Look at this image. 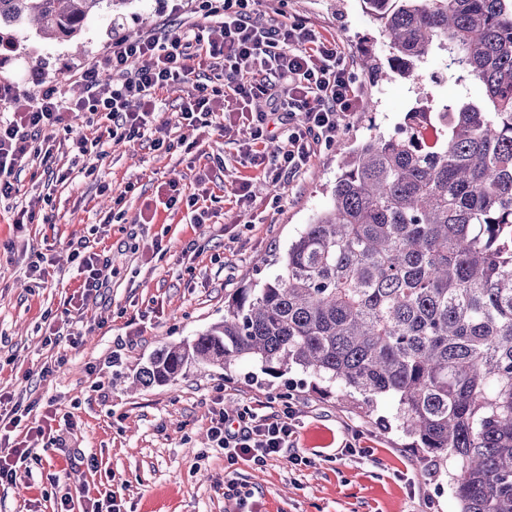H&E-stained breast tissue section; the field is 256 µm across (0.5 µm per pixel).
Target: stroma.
<instances>
[{
    "label": "stroma",
    "mask_w": 512,
    "mask_h": 512,
    "mask_svg": "<svg viewBox=\"0 0 512 512\" xmlns=\"http://www.w3.org/2000/svg\"><path fill=\"white\" fill-rule=\"evenodd\" d=\"M259 8L314 25L327 39L340 41L354 64L363 41L380 40L361 0H261ZM170 9L169 0H132L121 13L93 18L79 52L70 42L15 30L17 48L0 47V76L20 75L28 66L63 76L113 37L179 24ZM198 81L193 75L161 91L157 117L167 138L194 140L197 148L164 152L147 141L124 140L108 146L98 163L100 176L116 192L135 185L134 192H126L122 219L108 231L98 224L110 214L112 200L99 194L94 179L56 183L36 164L20 175L21 196L46 197L50 223L17 230L7 205L0 204V390L38 401L40 411L74 422L61 431L60 442L28 438L48 464L18 486L0 487V512H54L66 487L92 499H115L123 512H457L447 477L422 476L416 449L393 428L392 400H378L367 414L311 374L295 370L273 378L251 364L230 372L191 365L177 381L161 386H137L133 379L162 345L193 339L223 320L224 306L238 288L275 278L279 268L273 257L328 206L342 157L371 129L394 132L418 98L439 108L465 94L480 98L481 86L459 83L436 57L425 63L417 84L364 80V96L375 102L372 125L347 126L280 189L247 157L250 148L269 154L281 145L286 134L278 123H269L267 139L254 146L235 130L195 131L179 123ZM201 173L209 177L204 205L210 220L194 224L186 211L163 209L170 179L191 193ZM245 181L263 188L249 213L234 194ZM82 236L97 253L111 256L112 276L105 300L79 312L69 299L82 278L66 245ZM157 241L163 247L159 253L152 248ZM39 254L49 275L37 287L27 277V265ZM48 315L83 319L88 329L80 343L46 345L42 326ZM274 397L289 399L298 452L312 463L278 458L262 467L239 464L236 478L251 492L241 507L224 498V454L212 449L208 436L211 410L219 402L236 408ZM355 433L372 457L343 455ZM90 456L97 469L88 468ZM54 474L59 484H52Z\"/></svg>",
    "instance_id": "1"
}]
</instances>
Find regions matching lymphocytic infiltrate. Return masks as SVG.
<instances>
[{
  "label": "lymphocytic infiltrate",
  "instance_id": "f902f5d3",
  "mask_svg": "<svg viewBox=\"0 0 512 512\" xmlns=\"http://www.w3.org/2000/svg\"><path fill=\"white\" fill-rule=\"evenodd\" d=\"M252 0H198L194 20L175 28H150L138 37H119L92 61L49 78L38 68L27 81L34 87L31 104L15 109L17 82L0 78V201L15 198L18 176L32 161L45 171L55 163L51 138L70 119L90 115L94 137L73 142L80 174H97V160L113 140L151 139L154 149L184 147L186 139H161L153 134L158 93L193 74L195 65L207 66L205 82L183 106L185 126H213L218 103H235L245 119L252 141L264 139L269 119H276L286 137L273 155L251 154L252 164L264 167L269 181L284 185L310 164L317 146L334 142L343 122L363 101L362 85L337 42L303 22L280 20L252 8ZM222 39H211L212 26ZM83 86L85 94L71 98L67 83ZM82 283L71 297L75 306L101 298L107 286L100 255L89 239L67 243ZM34 403L0 393V486H13L24 470L42 458L26 442L12 441L9 433L29 418ZM213 447L224 452L228 465H262L288 457L296 465L303 456L293 453L295 418L292 407L263 414L246 405L236 412L213 410L209 427Z\"/></svg>",
  "mask_w": 512,
  "mask_h": 512
}]
</instances>
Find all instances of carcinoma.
<instances>
[{
    "label": "carcinoma",
    "mask_w": 512,
    "mask_h": 512,
    "mask_svg": "<svg viewBox=\"0 0 512 512\" xmlns=\"http://www.w3.org/2000/svg\"><path fill=\"white\" fill-rule=\"evenodd\" d=\"M126 3L0 0V28L76 41ZM363 4L389 49H363L365 75L413 78L440 51L484 96L446 112L417 105L348 153L330 206L275 259L274 280L239 289L224 320L156 350L136 381L250 361L312 374L368 411L390 397L423 465L448 475L457 512H512V0Z\"/></svg>",
    "instance_id": "carcinoma-1"
}]
</instances>
